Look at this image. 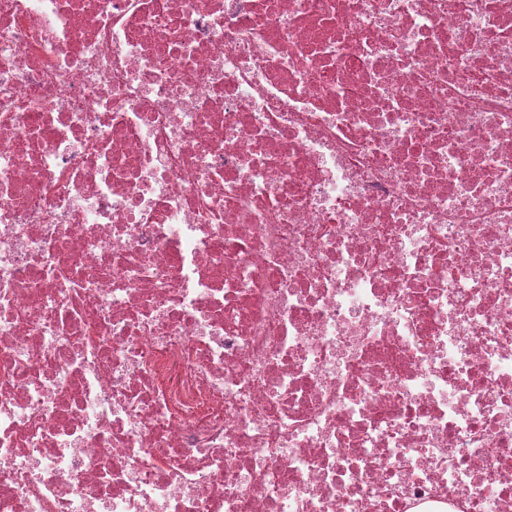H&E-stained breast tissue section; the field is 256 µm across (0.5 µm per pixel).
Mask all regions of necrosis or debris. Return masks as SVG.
Segmentation results:
<instances>
[{
	"label": "necrosis or debris",
	"mask_w": 512,
	"mask_h": 512,
	"mask_svg": "<svg viewBox=\"0 0 512 512\" xmlns=\"http://www.w3.org/2000/svg\"><path fill=\"white\" fill-rule=\"evenodd\" d=\"M0 512H512V0H0Z\"/></svg>",
	"instance_id": "necrosis-or-debris-1"
}]
</instances>
